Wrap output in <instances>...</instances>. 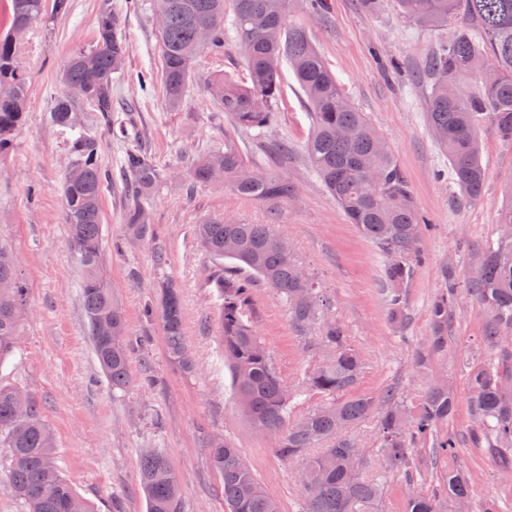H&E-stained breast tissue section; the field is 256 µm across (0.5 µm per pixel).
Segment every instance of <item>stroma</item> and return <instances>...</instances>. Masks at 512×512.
<instances>
[{
	"label": "stroma",
	"instance_id": "obj_1",
	"mask_svg": "<svg viewBox=\"0 0 512 512\" xmlns=\"http://www.w3.org/2000/svg\"><path fill=\"white\" fill-rule=\"evenodd\" d=\"M106 7L124 19L127 51L112 85L118 108L106 126L88 102L78 103L110 176L101 203L104 238L121 233L126 203L119 172L124 144L113 137L112 126H135L142 147L171 175L148 205L154 244H138L120 254L104 252L128 336L148 339L145 348L132 351V368L155 378L154 388L134 386L117 394L87 335L80 271L64 224L62 184L71 157L65 135L50 121L55 100L67 92L60 79L66 60L73 50L93 44L97 15ZM288 19L309 30L347 96L382 133L431 224L406 288L409 321L404 329H394L387 318L385 255L347 222L308 161L309 107L290 68L281 71L277 121L259 136L234 128L207 88L217 72L240 81L246 76L233 31L224 34L222 55L205 52L198 57L195 77L175 108L165 99L150 0H140L135 10L127 0H73L67 17H46L19 43L29 91L25 123L10 148L0 153V242L18 262L29 313L15 356L0 369V384L21 387L35 397L54 435L58 466L98 512H146L137 468L141 453L153 447L167 452L179 476L185 512H224L221 480L206 448L211 433L240 448L281 512H301L299 462L276 454L234 404L231 374L211 320L214 299L206 279L212 261L195 241L196 224L227 216L273 225L316 283L325 316L339 321L360 351V391L376 395L393 387L410 393L424 383L414 372V352L430 334L432 300L447 287L449 275L466 276L472 253L493 238L499 213L512 198V144L503 142L491 123L479 128L486 182L481 199L473 203L452 185L448 160L428 125V63L448 42L456 21L417 27L402 18L396 0H379L371 11L362 0H324L319 10L309 0H292ZM146 72L152 82L145 92L139 77ZM228 137L247 160L263 165L272 162L269 144L287 142L288 156L280 165L297 184V196L273 207L242 198L221 183L187 191L181 178L192 161L223 147ZM157 245L168 255L165 272L180 289L185 338L196 365L191 376L170 361L160 326L142 317L144 302L158 293ZM253 319L288 387H301L306 371L328 358L318 327L297 332L267 286L253 290ZM484 319L466 300L453 311L448 349L435 360V376L454 390L457 409L440 432L456 438L457 459L471 475L470 512H479L488 499L512 512V473H502L484 444L475 443L478 423L469 407L467 366L494 355L480 339Z\"/></svg>",
	"mask_w": 512,
	"mask_h": 512
}]
</instances>
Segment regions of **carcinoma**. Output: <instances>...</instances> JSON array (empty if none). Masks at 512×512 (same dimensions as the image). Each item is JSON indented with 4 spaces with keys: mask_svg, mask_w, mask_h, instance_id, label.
Returning <instances> with one entry per match:
<instances>
[{
    "mask_svg": "<svg viewBox=\"0 0 512 512\" xmlns=\"http://www.w3.org/2000/svg\"><path fill=\"white\" fill-rule=\"evenodd\" d=\"M11 29L0 35V152L7 150L25 120L27 76L18 59V40L47 15H66L72 0H10ZM401 15L417 26H439L454 18L460 27L433 63L428 124L448 158L450 178L475 202L483 193L486 174L481 164L478 125L486 119L501 139L512 142V0H396ZM153 15L164 20L157 30L167 103L177 107L194 74L199 55L224 52V30L234 31L247 79L240 83L222 75L209 80L210 94L235 126L260 132L276 120L283 62L293 70L311 112L304 145L314 172L336 200L348 223L387 257L385 304L390 323L408 321L405 287L419 258L422 224L410 184L390 152H381L382 135L365 113L344 94L323 61L308 30L286 20L288 0H151ZM211 30L205 48L202 28ZM126 47L120 17L105 8L96 22V39L68 57L61 79L69 94L59 97L51 123L67 135L73 169L63 183L65 222L72 252L81 273V296L87 332L95 357L112 391L124 392L138 377L131 368L127 324L122 303L103 263L101 201L109 175L99 157V144L78 118L76 101L96 107L99 121L112 127V82ZM468 73L481 76L478 93L448 97V85L462 83ZM130 141L120 167L132 193L124 212L123 234L112 242L119 251L130 244L154 240L147 201L168 179L146 149L134 145L136 129L122 127ZM222 181L240 196L278 204L292 199L297 186L278 169L248 164L238 145L224 139V149L200 157L189 171L187 188ZM498 238L478 249L470 271L459 281L448 275V288L431 303V333L415 351L416 371L424 373L431 359L448 346L454 307L463 297L485 314L484 341L496 350L492 359L469 372L470 406L488 447L502 457L512 452V201L502 209ZM202 251L218 262L210 278L219 305L217 326L224 363L232 375V392L251 428L268 437L277 454L301 461L299 479L306 486L302 512H378L388 479L407 472L414 448L429 444L446 459L439 488L411 487L403 496V512H440L441 500L469 497L471 477L455 464L456 442L439 436L456 409V398L444 381L404 394L394 388L375 397L357 386L364 362L339 322L324 317L314 282L299 276L302 263L287 239L271 224H247L231 218L208 219L194 228ZM223 260L231 261L226 266ZM263 280L288 310L292 325L303 330L321 322V342L332 357L307 371L306 392L329 402L293 421L294 391L283 382L252 319L254 279ZM25 288L11 249L0 242V367L14 355L17 337L14 313L26 305ZM148 321L158 320L169 356L185 374L195 370L187 351L181 300L169 277H163L159 302L143 308ZM369 417L377 419L380 471L363 475L357 464L361 449L349 430ZM323 446L317 455L307 449ZM0 447L8 449L7 476L26 512H93V506L71 487L55 457V442L35 399L20 387L0 386ZM209 460L220 476L227 512H280L277 500L259 485L240 449L223 436L206 439ZM137 479L147 512H182L177 473L167 453L146 449Z\"/></svg>",
    "mask_w": 512,
    "mask_h": 512,
    "instance_id": "carcinoma-1",
    "label": "carcinoma"
}]
</instances>
